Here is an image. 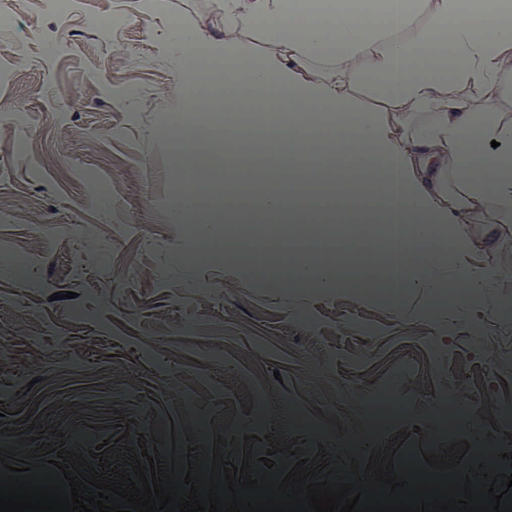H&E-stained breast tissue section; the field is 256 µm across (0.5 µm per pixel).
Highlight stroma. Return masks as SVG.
Segmentation results:
<instances>
[{
  "instance_id": "obj_1",
  "label": "stroma",
  "mask_w": 512,
  "mask_h": 512,
  "mask_svg": "<svg viewBox=\"0 0 512 512\" xmlns=\"http://www.w3.org/2000/svg\"><path fill=\"white\" fill-rule=\"evenodd\" d=\"M0 448L25 454L108 443L104 477L141 449L161 468L214 452L282 478L298 460L355 482L352 461L468 452L448 477H496L488 452H512V286L448 280L430 291L365 301L333 288L263 286L186 254L176 146L159 125L179 110L182 35L223 32L215 0H75L63 20L45 0H0ZM121 23L104 35L92 17ZM167 111L159 109L160 93ZM24 121H16V110ZM97 247L77 260L68 226ZM465 262L482 269L512 237L473 224ZM404 406L381 422L382 390ZM455 427L437 432L450 407ZM146 444H139V437ZM276 454H268L269 446ZM274 465L266 467L263 456Z\"/></svg>"
}]
</instances>
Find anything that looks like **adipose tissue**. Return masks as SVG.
I'll use <instances>...</instances> for the list:
<instances>
[{
  "mask_svg": "<svg viewBox=\"0 0 512 512\" xmlns=\"http://www.w3.org/2000/svg\"><path fill=\"white\" fill-rule=\"evenodd\" d=\"M224 32L207 42H183L182 67L203 55H234L223 86L232 118L221 134L239 141L260 108L332 113L335 149L312 168L304 122L272 128L273 161L252 170L224 160V182L205 197H173L183 224L221 222L241 230L242 245L224 251L236 272L262 262L259 281L330 286L367 298H401L415 271L429 285L470 272L460 258L468 224L512 227V114L497 109L512 94V0H483L474 24L461 0H221ZM386 18L373 23V14ZM314 24L299 25L301 15ZM271 96L258 101L254 90ZM183 118L169 133L182 153L179 168L196 180L200 158L219 156L197 136L213 110L211 91L181 86ZM335 177L332 196L307 197L305 184ZM391 223L385 259H372L359 234L323 240L286 239L277 258H264L244 230L262 224Z\"/></svg>",
  "mask_w": 512,
  "mask_h": 512,
  "instance_id": "adipose-tissue-1",
  "label": "adipose tissue"
}]
</instances>
